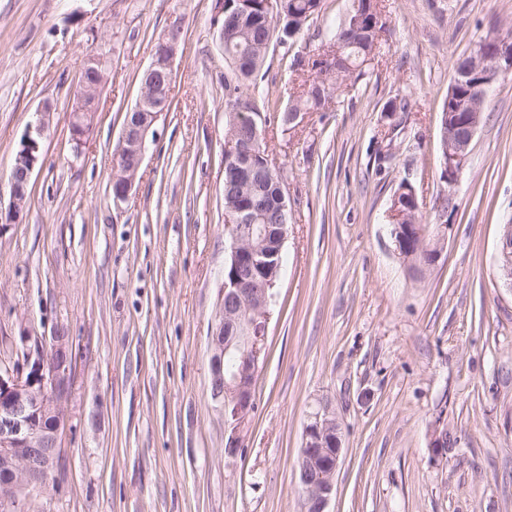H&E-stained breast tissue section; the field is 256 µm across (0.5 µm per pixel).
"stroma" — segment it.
<instances>
[{"instance_id": "35a3bbf8", "label": "stroma", "mask_w": 512, "mask_h": 512, "mask_svg": "<svg viewBox=\"0 0 512 512\" xmlns=\"http://www.w3.org/2000/svg\"><path fill=\"white\" fill-rule=\"evenodd\" d=\"M215 0H0V190L35 109L54 107L18 223L0 226V371L27 374L56 328L73 348L59 462L29 512H303L308 414L343 432L330 512H512V288L496 275L512 221V78L499 81L457 180L441 112L459 59L512 28V0H382L366 73L326 111L283 124L328 20L323 0L258 82L262 141L288 192L255 411L236 454L210 394L224 283V77ZM180 26L172 109L148 134L129 197L110 174L137 76ZM112 60L81 150L69 113L82 61ZM406 96L410 109L387 111ZM437 260L415 276L389 208L401 184ZM457 443L438 455L436 427Z\"/></svg>"}]
</instances>
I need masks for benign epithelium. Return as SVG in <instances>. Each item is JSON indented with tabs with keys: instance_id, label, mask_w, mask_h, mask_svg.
I'll return each instance as SVG.
<instances>
[{
	"instance_id": "benign-epithelium-1",
	"label": "benign epithelium",
	"mask_w": 512,
	"mask_h": 512,
	"mask_svg": "<svg viewBox=\"0 0 512 512\" xmlns=\"http://www.w3.org/2000/svg\"><path fill=\"white\" fill-rule=\"evenodd\" d=\"M157 43L159 53L151 56L145 73L151 80L171 91L174 63L180 40L166 33ZM99 68L81 77L72 120L73 137L83 143L92 124L103 88L108 81V55L95 56ZM512 74V39L501 36L477 54L454 77L448 92L446 112L442 115V161L444 176L457 179L482 122V108L488 91L503 77ZM137 106L146 112H129L119 138L116 161L111 175L112 197L116 202L128 198L147 151V136L152 126L166 113L165 101L156 92L137 98ZM53 109L46 102L34 112L23 137V145L12 166L8 181L9 206L5 223H10L26 207L32 175L38 166L41 141L47 135ZM258 139L227 138L225 162L232 164L239 179L247 181L256 171L253 158L258 155ZM256 207H242L224 213L229 235V252L224 268V287L217 311V323L210 336L211 392L224 407L228 428L225 448L234 454L241 447L242 434L255 409V376L263 358L266 340L267 293L255 288L261 272V252L253 244L266 236L276 240L274 270L264 277L275 285L280 278L282 245L286 225L263 228L251 223ZM498 274L512 288V223L504 224L498 247ZM234 351L239 365L224 375V356ZM72 369V346L63 329L52 336V353L39 359L30 372L0 374V512H15L32 494L53 479L58 466V444L66 420ZM343 436L336 412L328 403L313 412L304 426L298 465L299 483L310 492L309 512H328L335 494V476L342 458Z\"/></svg>"
}]
</instances>
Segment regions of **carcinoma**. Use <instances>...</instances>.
Instances as JSON below:
<instances>
[{
	"instance_id": "cac0c4a2",
	"label": "carcinoma",
	"mask_w": 512,
	"mask_h": 512,
	"mask_svg": "<svg viewBox=\"0 0 512 512\" xmlns=\"http://www.w3.org/2000/svg\"><path fill=\"white\" fill-rule=\"evenodd\" d=\"M264 0H248L246 10L233 6L224 12L222 26L238 29L237 37L224 43V62L231 67L232 79H224V121L225 134H241L249 126L261 131L262 113L269 111L268 102L256 95L257 80L264 66L271 46L278 44L288 47L291 39L310 17L321 12V0H280L276 15L265 18ZM351 23L326 26L325 45L327 51L334 54L332 69L323 74L322 65L312 60L315 77L304 85L292 102L283 111L282 121L288 122L290 112H322L330 98L348 87V80L364 75V67L371 60L378 40L379 32L366 33L357 39L350 33ZM279 188L276 183L262 178L254 186L252 193L258 200L269 201L263 209L260 224H286L285 212L277 205ZM249 203L246 195L240 191L230 173L229 165H224V209L231 206L241 207ZM424 245L410 258V263L420 270H426L433 262L434 245L431 239L422 238Z\"/></svg>"
}]
</instances>
